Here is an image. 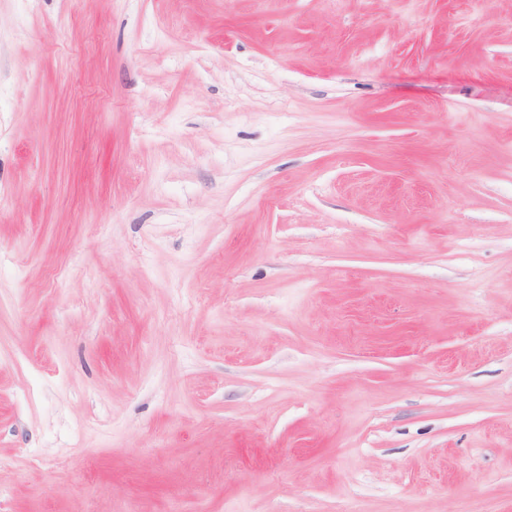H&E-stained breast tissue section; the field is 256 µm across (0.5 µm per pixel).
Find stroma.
Instances as JSON below:
<instances>
[{
	"mask_svg": "<svg viewBox=\"0 0 512 512\" xmlns=\"http://www.w3.org/2000/svg\"><path fill=\"white\" fill-rule=\"evenodd\" d=\"M0 512H512V0H0Z\"/></svg>",
	"mask_w": 512,
	"mask_h": 512,
	"instance_id": "35a3bbf8",
	"label": "stroma"
}]
</instances>
